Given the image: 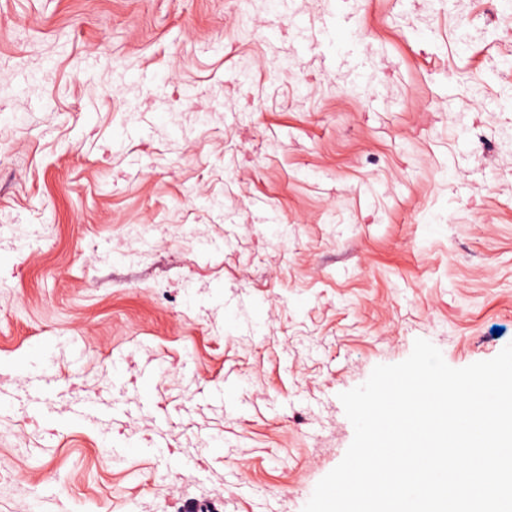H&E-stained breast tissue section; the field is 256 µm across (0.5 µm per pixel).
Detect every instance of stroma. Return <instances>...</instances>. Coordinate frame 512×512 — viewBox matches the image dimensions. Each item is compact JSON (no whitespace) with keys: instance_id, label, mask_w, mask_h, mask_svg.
Listing matches in <instances>:
<instances>
[{"instance_id":"stroma-1","label":"stroma","mask_w":512,"mask_h":512,"mask_svg":"<svg viewBox=\"0 0 512 512\" xmlns=\"http://www.w3.org/2000/svg\"><path fill=\"white\" fill-rule=\"evenodd\" d=\"M1 224L0 380L41 342L65 391L0 411V512H302L340 393L419 338L454 368L512 343V29L485 0H0ZM75 378L164 456L66 424ZM102 446L103 449L110 453L114 454L115 456H119L122 453H126L129 451H151L155 454H158L160 456H163L164 454V448H167V442L166 438H164L161 435H157L156 439L147 446V448H141L137 444H134L130 441L126 442V446L124 448H112V440L110 439L109 435L103 436L102 440Z\"/></svg>"}]
</instances>
